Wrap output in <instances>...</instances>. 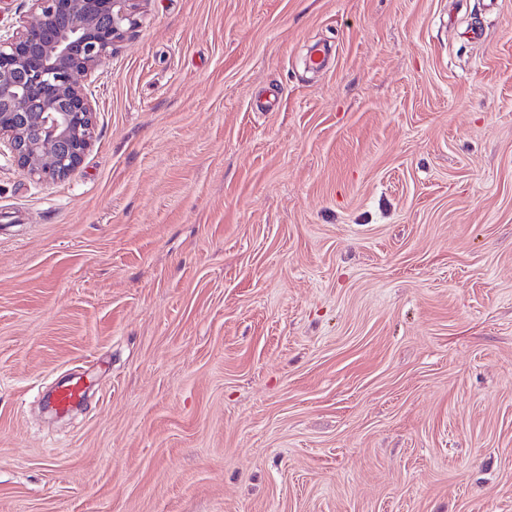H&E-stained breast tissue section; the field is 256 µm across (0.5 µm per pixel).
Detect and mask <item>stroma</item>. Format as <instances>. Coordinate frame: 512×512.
<instances>
[{
    "instance_id": "35a3bbf8",
    "label": "stroma",
    "mask_w": 512,
    "mask_h": 512,
    "mask_svg": "<svg viewBox=\"0 0 512 512\" xmlns=\"http://www.w3.org/2000/svg\"><path fill=\"white\" fill-rule=\"evenodd\" d=\"M89 82L0 155V512H512V0H145ZM85 393L82 377L72 379L60 386L50 397L49 403L57 412L64 413L77 405Z\"/></svg>"
}]
</instances>
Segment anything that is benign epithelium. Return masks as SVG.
Returning a JSON list of instances; mask_svg holds the SVG:
<instances>
[{"instance_id":"obj_1","label":"benign epithelium","mask_w":512,"mask_h":512,"mask_svg":"<svg viewBox=\"0 0 512 512\" xmlns=\"http://www.w3.org/2000/svg\"><path fill=\"white\" fill-rule=\"evenodd\" d=\"M140 2L31 0L0 34V146L36 180H64L83 162L96 112L78 77L112 57L139 24Z\"/></svg>"}]
</instances>
